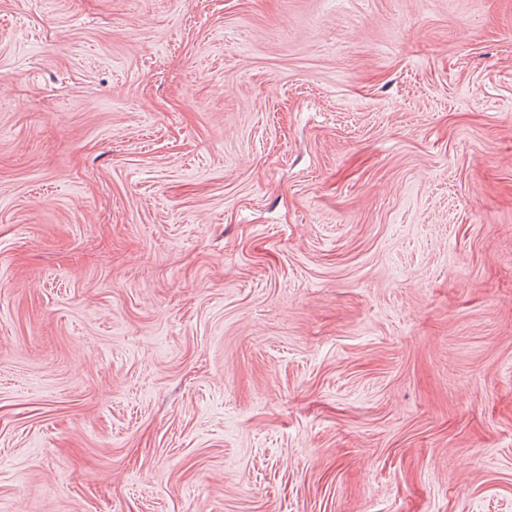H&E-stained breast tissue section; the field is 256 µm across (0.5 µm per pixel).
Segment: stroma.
<instances>
[{"instance_id":"35a3bbf8","label":"stroma","mask_w":512,"mask_h":512,"mask_svg":"<svg viewBox=\"0 0 512 512\" xmlns=\"http://www.w3.org/2000/svg\"><path fill=\"white\" fill-rule=\"evenodd\" d=\"M0 512H512V0H0Z\"/></svg>"}]
</instances>
